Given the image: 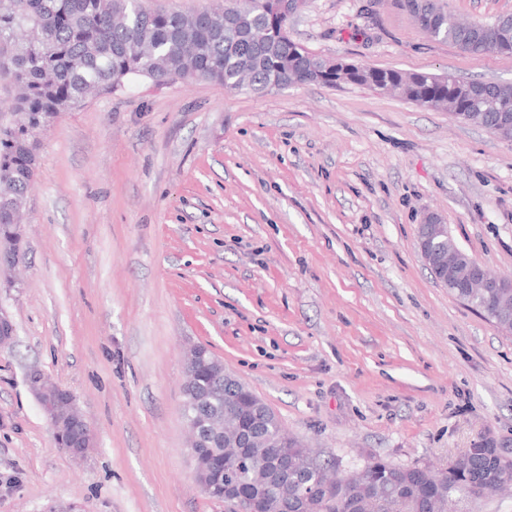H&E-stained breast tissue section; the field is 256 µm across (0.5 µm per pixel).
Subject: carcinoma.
<instances>
[{"instance_id":"1","label":"carcinoma","mask_w":512,"mask_h":512,"mask_svg":"<svg viewBox=\"0 0 512 512\" xmlns=\"http://www.w3.org/2000/svg\"><path fill=\"white\" fill-rule=\"evenodd\" d=\"M240 2L226 27L224 10L218 8L182 13L148 9L142 0H0V69H8L21 89L0 108V115H9L0 118V253L24 256L14 213L26 205L37 168L32 130L78 109L94 91H115L140 78L158 85L206 80L228 91L255 92L307 83L334 87L342 81L375 91L387 86L432 111L482 112L490 124L495 113L512 112L511 82L461 81L347 62L338 70H321L320 55L291 38L272 0ZM414 19L428 37L472 56L512 52L511 14L499 16L506 36L498 42L483 36L485 22L458 21L447 0H425ZM461 301L512 333V298L505 308L496 289L485 288ZM195 387L219 394L224 418L236 420L242 435L254 430L271 441L282 434L281 421L271 412L257 423L253 404L224 387L211 361L196 375ZM289 453L304 469L288 484V512H304L307 499L310 512H360V492L371 500L370 512H452L457 495L483 498L512 487V465L502 462L497 442L489 438L474 442L453 467L439 473L374 460L333 478L300 442ZM252 471L246 458L225 478L247 490L254 483ZM328 483L336 486L331 495L323 489Z\"/></svg>"}]
</instances>
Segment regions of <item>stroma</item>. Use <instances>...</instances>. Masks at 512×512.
Returning <instances> with one entry per match:
<instances>
[{"label":"stroma","instance_id":"1","mask_svg":"<svg viewBox=\"0 0 512 512\" xmlns=\"http://www.w3.org/2000/svg\"><path fill=\"white\" fill-rule=\"evenodd\" d=\"M310 51L512 81V53L427 37L404 0H308ZM26 258L0 279V512H230L197 487L184 355L202 344L337 471L446 469L512 443V334L439 284L416 239L438 213L512 275V141L358 85L230 92L142 80L39 137ZM39 371L93 430L74 460Z\"/></svg>","mask_w":512,"mask_h":512}]
</instances>
